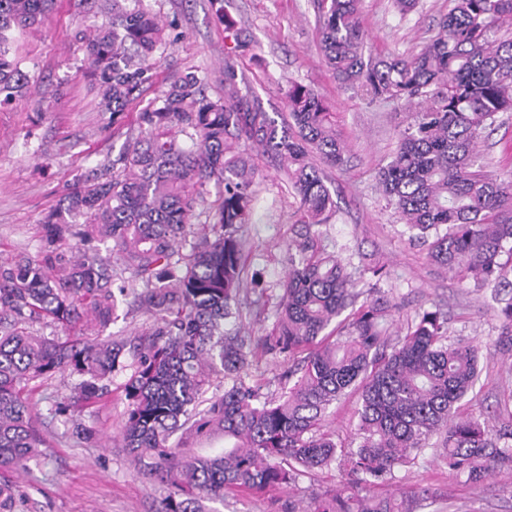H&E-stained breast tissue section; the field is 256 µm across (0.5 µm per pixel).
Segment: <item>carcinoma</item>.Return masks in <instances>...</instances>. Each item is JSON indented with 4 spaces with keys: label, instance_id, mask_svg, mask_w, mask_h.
<instances>
[{
    "label": "carcinoma",
    "instance_id": "carcinoma-1",
    "mask_svg": "<svg viewBox=\"0 0 512 512\" xmlns=\"http://www.w3.org/2000/svg\"><path fill=\"white\" fill-rule=\"evenodd\" d=\"M224 19V43L236 57L253 55L238 23ZM438 35L417 53L365 56L361 0H319L322 50L344 88L394 100L409 111L396 149L379 173V189L436 266L482 285L499 284V257L512 243V178L485 170V132L512 114V0H455ZM55 0H0V107L24 98L29 76L8 57L12 32L40 23ZM107 19L86 38V52L103 111L124 124L128 105L152 81L155 53L167 45L148 12L105 0ZM287 113L263 110L240 94L237 69L224 64V98L212 99L187 72L160 91L158 104L138 113L117 172L95 169L66 195L64 206L41 220L37 257L0 262V469L26 465L41 439L22 397L27 384L49 372L82 377L88 402L103 395L112 374L130 370L124 384L123 429L133 461L169 485L164 512H200L204 498L262 494L333 464L360 475L362 495L311 499L305 512H402L373 488L395 468L413 463L426 442L441 440L448 471L478 483L496 469H512V397L497 429L457 404L478 375V348L448 339L446 319L418 315L395 344L387 336L392 305L369 289L355 305L352 274L318 249L311 229L327 223L333 201L319 164L342 166L346 146L336 133L332 105L312 88L293 83ZM252 143L283 162L299 198L301 227L272 335L262 348L297 366L288 395L260 401L247 382L251 339L224 331L244 285L247 256L238 236L255 203V168L242 150ZM212 182L224 186L207 202ZM201 235L186 245L187 228L201 215ZM82 242L75 256L73 241ZM110 242L142 291L138 306L163 326L133 362L122 340L102 334L114 320L112 269L93 242ZM334 339L324 331L338 317ZM49 318L82 323L85 338L49 341L26 324ZM499 349L512 356V303L499 313ZM216 378L224 394L205 398ZM358 395L356 446L347 454L320 432L328 408ZM206 431L224 434V452L196 455L170 444Z\"/></svg>",
    "mask_w": 512,
    "mask_h": 512
}]
</instances>
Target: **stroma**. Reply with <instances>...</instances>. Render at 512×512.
<instances>
[{
    "label": "stroma",
    "instance_id": "35a3bbf8",
    "mask_svg": "<svg viewBox=\"0 0 512 512\" xmlns=\"http://www.w3.org/2000/svg\"><path fill=\"white\" fill-rule=\"evenodd\" d=\"M454 0H420L400 16L393 0H363L362 24L373 52L409 55L438 33V21ZM172 37V45L155 55L153 83L141 101L127 110L126 124L169 82L195 72L207 96L224 93V26L212 0H141ZM224 11L250 36L255 59L238 60L242 90L267 112L283 109L289 84L310 86L333 106L337 131L347 144V161L325 167L326 184L336 213L321 228V243L349 268L360 258L384 265L379 281L394 308L387 323L397 340L418 313L440 310L451 338L477 344L481 376L461 411L493 415L512 394V357L496 345L501 307L494 287H480L433 265L406 225L386 207L377 186L379 170L396 146L405 114L395 103L371 99L362 90L344 91L328 71L321 49L316 0H224ZM103 15L97 0H57L42 23L17 31L10 54L34 80L28 99L0 107V261L41 247L39 222L58 207L78 179L100 164L117 159L127 136L112 128L102 111L83 38ZM51 94L48 106L37 104L38 89ZM256 168V203L251 222L240 236L248 255L239 309L252 336L267 335L276 319L288 271V247L295 238L298 204L289 195L282 170L257 147L247 149ZM487 169L512 173V119L486 140ZM126 373L114 375L107 394L95 403H78V376L56 373L30 384L29 403L46 440L25 468L7 471L15 512H160L169 490L136 466L122 446L127 402ZM512 471H494L481 483L468 484L450 473L434 448L415 465L399 468L395 478L377 487L378 495L401 499L419 486L430 495L415 500L412 512H512V496L502 486ZM353 490L347 469L330 468L314 477L266 495H226L208 500L205 512H301L314 495Z\"/></svg>",
    "mask_w": 512,
    "mask_h": 512
}]
</instances>
